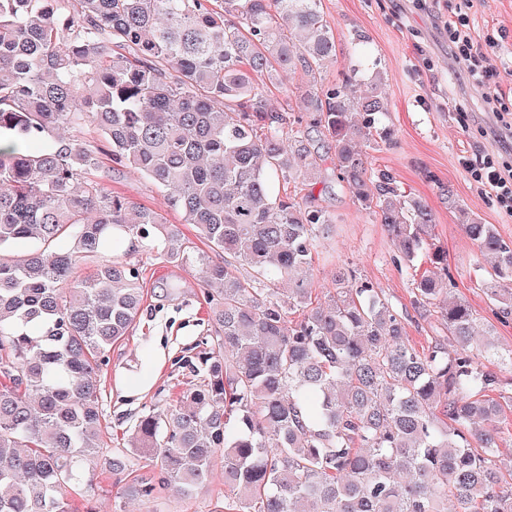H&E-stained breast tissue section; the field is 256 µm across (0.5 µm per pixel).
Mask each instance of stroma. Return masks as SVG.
<instances>
[{"instance_id": "obj_1", "label": "stroma", "mask_w": 512, "mask_h": 512, "mask_svg": "<svg viewBox=\"0 0 512 512\" xmlns=\"http://www.w3.org/2000/svg\"><path fill=\"white\" fill-rule=\"evenodd\" d=\"M459 0H321V11L336 36V61L321 74V86L341 79L350 64L351 36H367L365 51L386 71L389 143L370 153L373 167L389 170L406 190L425 199L435 218L433 241L448 252L453 294L482 323L491 325L502 346H512V315L504 317L488 300L477 268L480 255L462 226L469 218L495 225L512 240V218L458 165L462 155L508 153L512 132L503 129L480 89L469 83L451 57L444 19ZM476 31L501 37L502 54L512 53V0H473ZM106 187L159 210L168 223H181L153 185L116 168ZM280 193L309 197L336 219L321 255L308 272L315 293L324 292L338 268L351 266L377 288L404 318L411 345L422 348L448 330L440 314L421 315L414 307L413 274L429 270L426 255L413 264L397 259L386 228L354 202L332 171L312 181L279 184ZM456 198L458 208L448 206ZM140 267L145 303L132 333L113 345L101 379V397L113 444H125L132 421L153 408L172 407L185 379L181 359L208 334L203 288L196 271L164 262L143 249L123 252Z\"/></svg>"}]
</instances>
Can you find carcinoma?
Masks as SVG:
<instances>
[{
	"mask_svg": "<svg viewBox=\"0 0 512 512\" xmlns=\"http://www.w3.org/2000/svg\"><path fill=\"white\" fill-rule=\"evenodd\" d=\"M335 55L321 0H0V512H80L88 476L159 512L217 469L214 512H512L493 397L512 348L429 275L415 304L443 298L451 351L413 348L352 269L312 300L306 272L333 218L275 184L328 160L404 261L426 251L448 274L429 205L362 147L392 136L380 61L368 75L356 57L345 83L305 90L297 129L259 87L314 79ZM102 155L148 179L209 252L89 178ZM463 230L490 258L487 297L512 313V240L477 217ZM140 246L198 269L212 328L183 362L180 404L138 416L111 448L99 379L143 307L118 256Z\"/></svg>",
	"mask_w": 512,
	"mask_h": 512,
	"instance_id": "cac0c4a2",
	"label": "carcinoma"
}]
</instances>
